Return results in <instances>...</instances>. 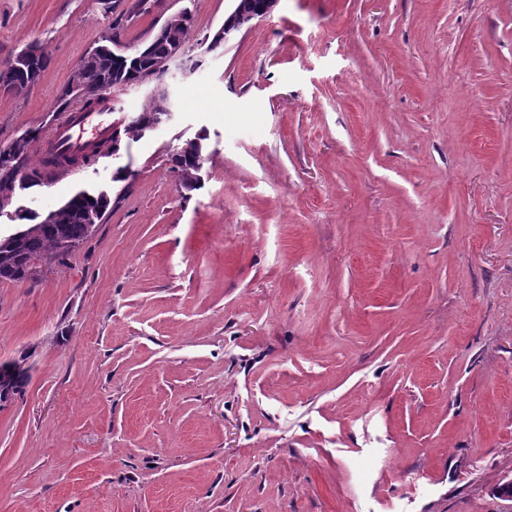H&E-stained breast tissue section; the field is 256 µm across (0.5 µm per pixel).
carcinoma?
Listing matches in <instances>:
<instances>
[{
  "instance_id": "1",
  "label": "carcinoma",
  "mask_w": 512,
  "mask_h": 512,
  "mask_svg": "<svg viewBox=\"0 0 512 512\" xmlns=\"http://www.w3.org/2000/svg\"><path fill=\"white\" fill-rule=\"evenodd\" d=\"M243 10L235 18V23L244 28L253 21L258 8L272 13L277 0H242ZM148 11V0H135L113 21L110 30L118 37L123 35L122 20ZM191 25V14L182 10L172 15L167 24V33L162 37H152L140 46V52L128 53L120 41L108 37L105 43L93 48L81 60L89 81L103 86L104 92L119 91L128 85L137 84L152 75L150 66L155 60H164L184 49L185 35ZM48 63L45 52L14 72L13 80H5L0 75V90L14 92L13 85L23 87L38 83L41 73ZM167 121L166 110L152 103L149 110L140 113L131 121L130 128L142 133ZM40 130H28L10 145L0 148V182L21 180L23 188L32 189L46 183L45 169L67 165H85L104 150L112 149V141L99 143L97 149L81 154L51 152L39 167H29L26 163L28 144L39 138ZM204 136L185 141L171 154L173 169L186 177L185 186L196 188L192 175L199 172L197 162L206 158ZM111 203L104 192L91 193L81 197L73 196L57 209L52 218L38 219V215L22 213L17 219L27 222L16 236L0 239V281H34L43 272L64 265L71 253L92 233L94 225L90 218L102 219ZM28 368L22 363H0V407L22 393L28 383Z\"/></svg>"
}]
</instances>
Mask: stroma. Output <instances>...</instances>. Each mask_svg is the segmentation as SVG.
<instances>
[{
	"instance_id": "obj_1",
	"label": "stroma",
	"mask_w": 512,
	"mask_h": 512,
	"mask_svg": "<svg viewBox=\"0 0 512 512\" xmlns=\"http://www.w3.org/2000/svg\"><path fill=\"white\" fill-rule=\"evenodd\" d=\"M176 118L17 193L0 234L78 191L111 205L38 282H0V512H512V0H278L214 52ZM113 21L0 0V147L50 134ZM205 136L195 190L170 161ZM39 51L40 54L37 57L15 70L13 80H3L0 67V90L3 89L6 93L17 95L14 92L12 81L20 87L27 84L36 85L38 83L41 73L45 70L48 63V56L44 51ZM28 368L21 362L0 363V407L21 394L28 383Z\"/></svg>"
}]
</instances>
